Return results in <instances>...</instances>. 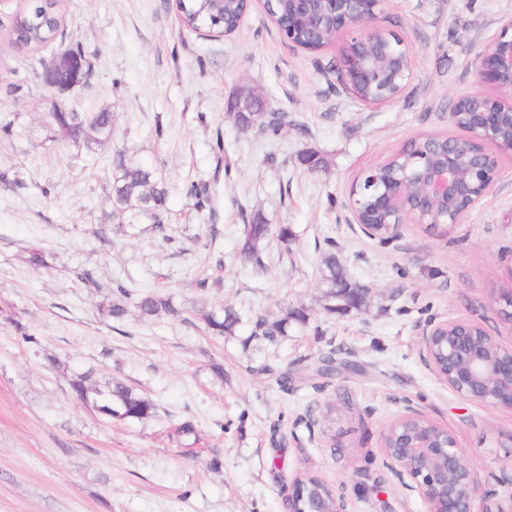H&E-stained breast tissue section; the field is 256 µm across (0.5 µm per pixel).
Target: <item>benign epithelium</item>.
<instances>
[{"label":"benign epithelium","instance_id":"benign-epithelium-1","mask_svg":"<svg viewBox=\"0 0 512 512\" xmlns=\"http://www.w3.org/2000/svg\"><path fill=\"white\" fill-rule=\"evenodd\" d=\"M385 0H288V13L275 22L280 34L294 43L293 20L303 24L311 43L329 39L342 44L336 63L337 79L349 89L356 83L368 87L387 78L397 90L383 97L367 99L371 105L398 99L413 75L414 60L400 38L377 25ZM480 77L505 93L491 97L480 92L466 96L470 102L466 137L460 145L483 148L496 145L499 134L512 131V20L506 21L497 39L480 61ZM84 61L68 50L48 66L44 80L64 94L83 83ZM416 165L391 180L380 176L381 166L363 172L352 184L348 208L360 231L376 237L378 232L363 223L366 204L380 211L389 209L412 183L419 192L405 219L385 226L381 238L390 242L401 236L407 223H461L494 185L499 166L489 167L479 156L467 175L459 171L453 152L437 154L423 145ZM469 200L467 209L452 220H439L435 210L452 197ZM468 320L428 322L420 340V357L448 388L462 398L487 406L512 409V346H503L491 335L477 336ZM384 466L398 479L407 476L424 500L426 512H512V492L507 499L490 504L477 495L472 469L465 461L455 434L408 406L382 433ZM288 512H351L345 497L322 479L306 474L296 477L288 493Z\"/></svg>","mask_w":512,"mask_h":512}]
</instances>
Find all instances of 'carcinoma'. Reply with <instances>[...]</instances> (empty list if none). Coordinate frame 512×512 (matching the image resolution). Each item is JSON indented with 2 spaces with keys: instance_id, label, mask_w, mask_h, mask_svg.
I'll use <instances>...</instances> for the list:
<instances>
[{
  "instance_id": "carcinoma-1",
  "label": "carcinoma",
  "mask_w": 512,
  "mask_h": 512,
  "mask_svg": "<svg viewBox=\"0 0 512 512\" xmlns=\"http://www.w3.org/2000/svg\"><path fill=\"white\" fill-rule=\"evenodd\" d=\"M182 9L183 23L189 29L196 25L231 29L237 20L236 8L228 2L219 4L213 0H188L182 4ZM58 17L57 0H38L18 18L14 30L15 39L24 46H37L50 41L59 31ZM252 108L253 101L246 98L240 100L231 119L242 128L254 125L261 113L252 111ZM52 118L59 130L74 141L89 131L106 138L112 134L113 119L110 112H97L91 116L74 111L54 112ZM413 152L414 148L411 147L402 155L392 156L385 167V175H398L403 167L411 166L414 162ZM112 180V206L116 215L122 216L129 212L133 217L144 216L153 221L155 230L164 231L160 215L165 208L167 190L161 178L146 167L128 164L126 155L119 152L112 158ZM273 232L282 244L292 239L286 225L275 228L270 224L258 222L244 225V241L241 247L243 258L258 267L262 266L259 243ZM323 265L321 284L326 288V310L334 312L336 304L343 303V294L352 283L336 261L335 254H326ZM131 306L143 319L178 313L169 296L152 291H131L122 286L112 290L111 300L100 306V312L118 323L125 319ZM306 318L305 309L296 307L285 309L282 315L272 322L260 315L254 323L252 336L274 342L278 337L288 335L290 323L303 324ZM201 320L211 334L222 336L234 333L240 317L232 308L223 307L218 311L203 313ZM70 388L82 403L91 407L99 416L111 421H142L155 414L156 406L151 400L120 382H109L101 386L93 380L90 372L71 379Z\"/></svg>"
}]
</instances>
